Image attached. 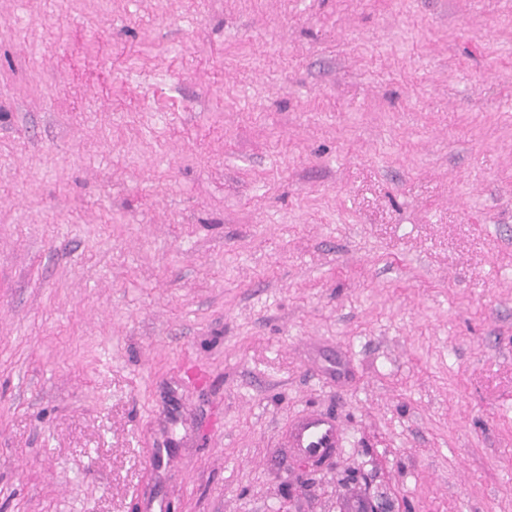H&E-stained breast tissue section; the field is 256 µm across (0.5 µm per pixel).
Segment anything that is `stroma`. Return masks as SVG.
I'll return each instance as SVG.
<instances>
[{
    "label": "stroma",
    "mask_w": 512,
    "mask_h": 512,
    "mask_svg": "<svg viewBox=\"0 0 512 512\" xmlns=\"http://www.w3.org/2000/svg\"><path fill=\"white\" fill-rule=\"evenodd\" d=\"M363 499L512 512V0H0V512ZM340 428L332 420L315 412L302 416L289 430L288 444L298 452L316 457L328 448H338Z\"/></svg>",
    "instance_id": "1"
}]
</instances>
